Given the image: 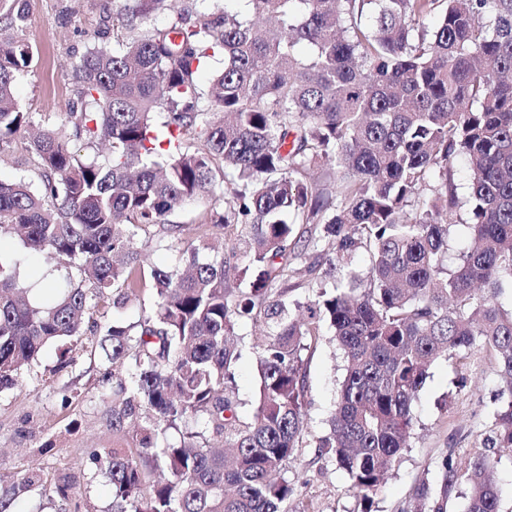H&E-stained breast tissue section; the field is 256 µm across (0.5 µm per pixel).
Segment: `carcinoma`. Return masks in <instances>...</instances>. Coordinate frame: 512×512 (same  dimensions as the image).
Masks as SVG:
<instances>
[{"label": "carcinoma", "instance_id": "obj_1", "mask_svg": "<svg viewBox=\"0 0 512 512\" xmlns=\"http://www.w3.org/2000/svg\"><path fill=\"white\" fill-rule=\"evenodd\" d=\"M200 0H125L112 49L72 65L77 96L59 123L29 141L36 180H0V243L69 267L80 279L36 300L20 262L0 253V389L52 344L82 335L91 311L123 309L151 292L135 322L114 319L112 430L140 422L133 448L95 462L112 486V512H285L282 472L301 447L308 385L303 351L328 330L344 359L321 454L369 505L409 445L412 407L441 358L475 350L500 366L495 436L512 448V0H246L251 13ZM170 13L162 25L155 14ZM15 36L0 38V150L31 125L14 94L35 51L22 37L26 0H0ZM224 69L200 87L209 58ZM108 146L81 160L71 142ZM469 173L460 202L453 164ZM318 162L330 174L308 183ZM224 207L210 224L230 248L208 259L189 243L185 267L144 264L139 231L179 204ZM432 187V195L424 190ZM315 255L288 251L295 229ZM469 229L460 265L443 264L448 231ZM345 269L304 305L296 275L316 276L321 244ZM367 253L366 287L352 268ZM262 323L260 378L249 417L230 394L243 345ZM493 458L460 467L442 456L401 512H501ZM30 480L5 490L15 501Z\"/></svg>", "mask_w": 512, "mask_h": 512}]
</instances>
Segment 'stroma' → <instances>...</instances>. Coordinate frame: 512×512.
Wrapping results in <instances>:
<instances>
[{"instance_id":"obj_1","label":"stroma","mask_w":512,"mask_h":512,"mask_svg":"<svg viewBox=\"0 0 512 512\" xmlns=\"http://www.w3.org/2000/svg\"><path fill=\"white\" fill-rule=\"evenodd\" d=\"M25 36L37 49L35 64L16 80L24 111L35 121L57 123L74 100L73 63L88 47L87 32H101V45L112 44V17L120 0H28ZM211 206L189 202L168 215L171 224L190 227V239L212 236ZM100 336H81L70 352L51 346L22 371L19 385L0 390V491L13 478L30 486L7 512H112L110 482L93 455L103 448H129L132 428L112 430V362ZM310 405L303 444L284 476L294 489L288 512H357L358 501L346 490V475L317 444L328 431L344 362L328 340L304 352ZM500 389L497 358L475 351L460 363L432 364L413 408L414 425L406 448L373 497L372 512H400L420 478L433 477L447 449L458 463L483 451L495 429L493 410Z\"/></svg>"}]
</instances>
